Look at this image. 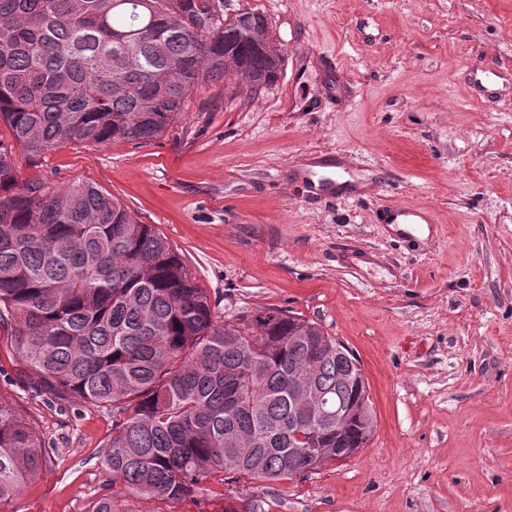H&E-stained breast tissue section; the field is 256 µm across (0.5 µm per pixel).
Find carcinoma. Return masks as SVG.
Here are the masks:
<instances>
[{
    "label": "carcinoma",
    "instance_id": "obj_1",
    "mask_svg": "<svg viewBox=\"0 0 512 512\" xmlns=\"http://www.w3.org/2000/svg\"><path fill=\"white\" fill-rule=\"evenodd\" d=\"M228 0H0V325L59 404L112 408L107 486L181 501L215 475L280 484L318 471L301 436L303 374L348 414L319 451L341 461L374 433L357 356L314 320L277 308L214 320L166 239L90 183L22 180L65 143L160 137L191 94L218 82L257 92L283 55L261 12ZM47 465L30 421L0 400V504ZM237 500L224 512H265Z\"/></svg>",
    "mask_w": 512,
    "mask_h": 512
}]
</instances>
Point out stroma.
I'll return each instance as SVG.
<instances>
[{
	"mask_svg": "<svg viewBox=\"0 0 512 512\" xmlns=\"http://www.w3.org/2000/svg\"><path fill=\"white\" fill-rule=\"evenodd\" d=\"M263 12L284 55L249 101L195 91L146 144L69 143L21 178L89 182L152 225L215 319L270 308L319 322L360 359L376 422L346 462L279 485L213 481L169 502L106 486L112 413L19 381L0 326V399L48 454L0 512H512V0H230ZM497 70L494 99L470 85ZM335 157L343 186L300 169ZM398 201L427 236L379 223Z\"/></svg>",
	"mask_w": 512,
	"mask_h": 512,
	"instance_id": "35a3bbf8",
	"label": "stroma"
}]
</instances>
